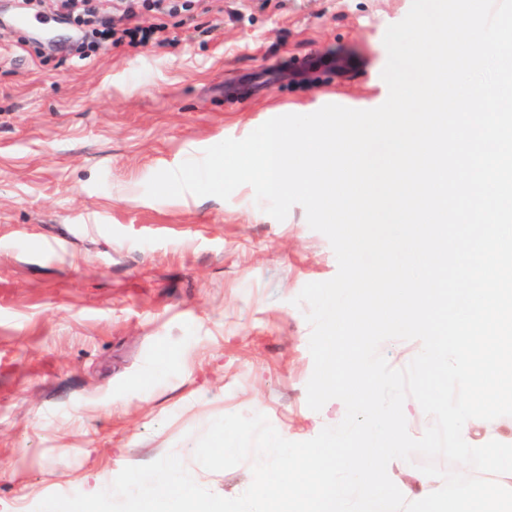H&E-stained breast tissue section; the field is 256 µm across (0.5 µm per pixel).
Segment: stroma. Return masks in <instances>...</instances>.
<instances>
[{"mask_svg": "<svg viewBox=\"0 0 512 512\" xmlns=\"http://www.w3.org/2000/svg\"><path fill=\"white\" fill-rule=\"evenodd\" d=\"M411 0H195L168 45L89 58L52 0H0V512H46L99 476L175 453L240 496L250 462L212 472L198 438L257 413L306 441L336 409L306 402L303 286L338 270L301 205L152 199L158 171L324 105L372 109L388 26ZM343 58L346 71L322 69Z\"/></svg>", "mask_w": 512, "mask_h": 512, "instance_id": "35a3bbf8", "label": "stroma"}]
</instances>
